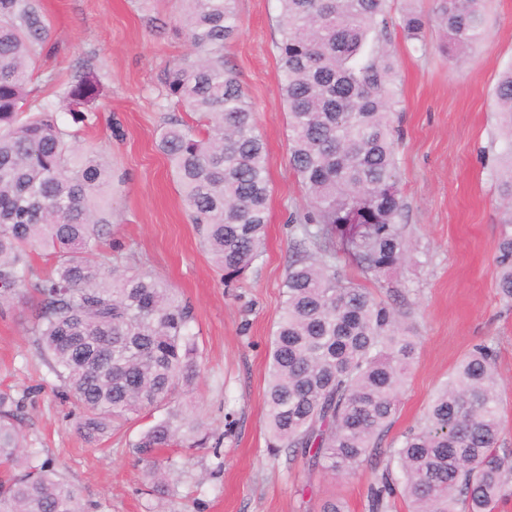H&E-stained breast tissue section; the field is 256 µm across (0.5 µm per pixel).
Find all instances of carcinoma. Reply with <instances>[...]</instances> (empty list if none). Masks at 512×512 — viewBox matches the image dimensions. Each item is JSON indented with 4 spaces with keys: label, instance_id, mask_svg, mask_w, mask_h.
<instances>
[{
    "label": "carcinoma",
    "instance_id": "cac0c4a2",
    "mask_svg": "<svg viewBox=\"0 0 512 512\" xmlns=\"http://www.w3.org/2000/svg\"><path fill=\"white\" fill-rule=\"evenodd\" d=\"M189 52L161 73L168 112L158 147L191 223L229 284L263 256L272 192L256 112L224 45L238 30L235 0H173ZM280 91L288 109L290 164L308 196L292 216L295 257L284 281L264 394L268 453L302 456L310 470L349 473L379 452L398 413L416 336L398 312L354 282L344 257L375 278L402 267L411 240L402 224L394 123L397 63L388 43L389 0H278ZM450 41L485 36L483 0H436ZM398 27L425 43L428 20L411 9ZM53 42L42 0H0V304L33 291L29 332L69 398L77 431L100 439L150 407L167 416L132 443L162 480L173 444L207 448L203 423L178 400L200 364L191 307L154 271L123 264L105 247L112 167L80 146L101 116L94 74L64 83L67 122L39 63ZM499 192L512 213V67L495 87ZM189 120H184L183 116ZM50 251L42 268L34 253ZM493 276L512 300V220ZM24 399L0 392V512H87L80 490L25 443ZM501 397L493 349L477 345L437 387L422 423L405 433L370 486L369 512H389L396 490L410 512H493L512 495V449L500 448Z\"/></svg>",
    "mask_w": 512,
    "mask_h": 512
}]
</instances>
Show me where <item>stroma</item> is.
<instances>
[{
    "mask_svg": "<svg viewBox=\"0 0 512 512\" xmlns=\"http://www.w3.org/2000/svg\"><path fill=\"white\" fill-rule=\"evenodd\" d=\"M239 29L224 57L253 102L272 183L265 251L232 286L204 249L175 177L156 139L162 70L184 54L173 34L152 30L147 16L171 20V0H44L58 46L45 70L61 79L92 71L103 92L101 122L82 144L112 166V252L150 267L196 319L200 376L182 405L220 443L186 455L165 494L153 493L131 444L167 414L152 408L120 431L89 444L75 430L77 409L39 356L29 333L31 299L21 292L0 307V390L25 396L21 426L41 458L78 486L89 512H321L327 499L344 512H368L367 489L384 455L351 475L309 471L305 459L271 456L263 399L270 342L293 255L289 220L306 193L289 161L288 115L278 85V0H236ZM481 44L444 52L431 28L426 49L394 36L399 186L403 222L415 246L411 260L380 278L345 264L348 277L375 297L409 311L417 356L399 396V411L381 442L397 446L416 426L439 383L473 346L494 350L503 400L502 446L512 448V301L499 295L492 271L506 214L499 204L495 86L512 67V0H484ZM121 134L113 136L111 122Z\"/></svg>",
    "mask_w": 512,
    "mask_h": 512,
    "instance_id": "1",
    "label": "stroma"
}]
</instances>
